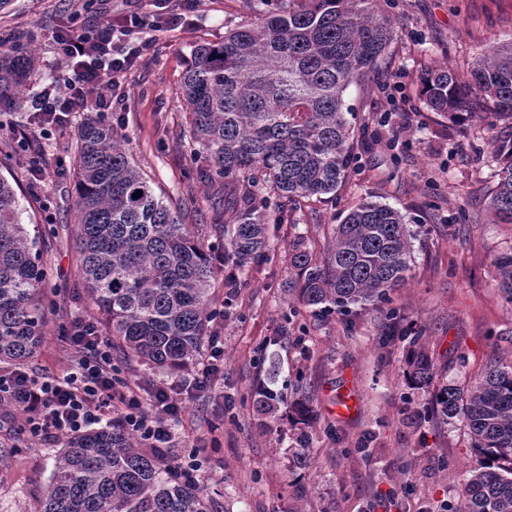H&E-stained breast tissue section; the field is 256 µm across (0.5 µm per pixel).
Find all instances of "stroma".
Instances as JSON below:
<instances>
[{"label":"stroma","mask_w":512,"mask_h":512,"mask_svg":"<svg viewBox=\"0 0 512 512\" xmlns=\"http://www.w3.org/2000/svg\"><path fill=\"white\" fill-rule=\"evenodd\" d=\"M132 8L151 10L152 0H17L16 10L0 15V32H30L38 55L21 104L0 115V174L19 187L21 220L39 237L48 266L46 336L26 366L38 375L63 374L69 332L94 308L77 286L69 158L85 115L42 130L30 104L65 68L52 32L89 29L102 13L118 17ZM383 8L393 39L377 68L344 93L356 112L347 180L271 225L266 256L244 275L215 278L214 296L225 307L214 328L216 387L198 391L191 372L172 375L112 351L122 376L142 391L172 383L186 413L166 455L177 461L199 451L197 480L213 512H445L460 506L478 464L465 422H444L433 406L442 385L470 388L491 361L512 356V305L500 296L493 265L512 251V224L493 223L486 208L491 145L512 139V120L450 122L428 109L419 84L427 68L458 69L512 41V0H385ZM250 18L244 0H200L182 28L144 33L150 47L123 77L121 103L108 117L165 201L208 243L238 200L197 169L179 86L197 43L220 40ZM23 133L46 153L39 175L17 150ZM366 200L397 208L417 230L410 275L390 306L316 315L288 292L291 246L301 238L323 256L340 215ZM415 342L436 372L422 389L405 376ZM261 381L301 385L314 410L308 427L294 426L284 405L273 428L261 427L247 397ZM346 382L356 408L340 417L336 400ZM18 424L12 408L0 407V512H32L65 444L30 438ZM300 455L306 468L294 463Z\"/></svg>","instance_id":"1"}]
</instances>
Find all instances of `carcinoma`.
Masks as SVG:
<instances>
[{"label": "carcinoma", "instance_id": "cac0c4a2", "mask_svg": "<svg viewBox=\"0 0 512 512\" xmlns=\"http://www.w3.org/2000/svg\"><path fill=\"white\" fill-rule=\"evenodd\" d=\"M253 19L197 44L179 95L189 133L199 146L202 175L241 194L224 247L198 237L156 192L128 154L126 137L89 117L71 148L76 249L84 289L100 312L102 335L131 360L165 371L188 369L220 315L215 258L234 278L269 249V202L251 189L269 186L288 204L336 193L352 163V120L344 92L384 56L393 21L378 0H246ZM0 48V106L19 98L34 70L24 33ZM421 94L432 111L460 123L476 112L512 118V41L450 71L428 68ZM488 207L497 224H512V142L493 144ZM142 191L136 198L133 193ZM20 203L0 175V363L24 367L40 348L49 304L47 265L20 223ZM414 233L397 209L364 201L350 210L321 259L301 243L289 258L288 288L317 315L346 313L356 304L389 302L411 269ZM503 300L512 305V252L495 258ZM416 386L435 371L422 349L407 357ZM260 417H273L284 395L261 383L251 392ZM437 412L460 418L478 467L464 486L458 512H512V360L490 363L465 391L444 385ZM299 424L312 419L302 400L291 405ZM204 486L185 480L160 451L147 449L119 425L69 439L33 512H211Z\"/></svg>", "mask_w": 512, "mask_h": 512}]
</instances>
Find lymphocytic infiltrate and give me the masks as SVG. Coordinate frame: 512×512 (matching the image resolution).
<instances>
[{
    "mask_svg": "<svg viewBox=\"0 0 512 512\" xmlns=\"http://www.w3.org/2000/svg\"><path fill=\"white\" fill-rule=\"evenodd\" d=\"M198 0H155L149 12L131 10L119 18L104 16L87 32L61 30L54 42L66 61L56 93L33 100L44 117L64 120L74 112L105 115L114 104L113 91L142 49L132 43L144 30L173 31L183 27ZM72 363L63 376L37 377L21 370L0 374V403L20 414L22 429L44 441L75 436L112 416L137 434L150 448H166L173 441L172 426L184 407L175 401L167 384L149 397L120 376L112 362V345L94 323L78 324L70 338Z\"/></svg>",
    "mask_w": 512,
    "mask_h": 512,
    "instance_id": "lymphocytic-infiltrate-1",
    "label": "lymphocytic infiltrate"
}]
</instances>
